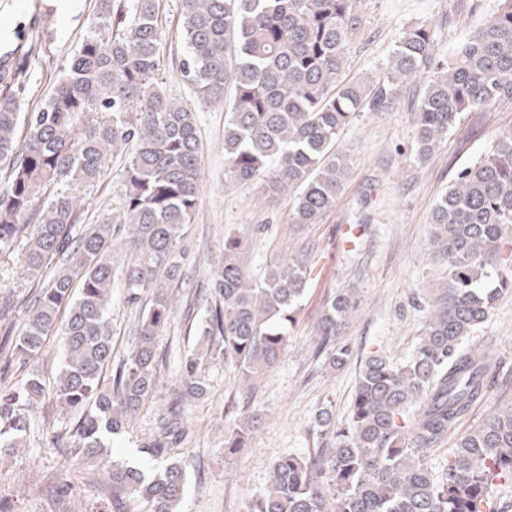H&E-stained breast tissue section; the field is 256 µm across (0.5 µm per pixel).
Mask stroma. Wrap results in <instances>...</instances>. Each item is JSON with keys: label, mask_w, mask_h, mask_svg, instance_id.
I'll use <instances>...</instances> for the list:
<instances>
[{"label": "stroma", "mask_w": 512, "mask_h": 512, "mask_svg": "<svg viewBox=\"0 0 512 512\" xmlns=\"http://www.w3.org/2000/svg\"><path fill=\"white\" fill-rule=\"evenodd\" d=\"M159 3L164 85L170 97L196 108L203 176L194 221L183 241L181 274L169 288L172 314L159 338L165 356L159 387L131 425L114 436L107 454L87 464L82 484L61 503L51 488L68 475L69 466L51 438L71 421L40 404L26 447L0 459V501L9 512L111 508L112 460L143 462L140 446L155 429L159 404L179 386L181 357L194 343L195 328L208 308L212 269L231 232L249 242L250 273L302 250L309 251L313 268L302 307L288 327L284 353L259 380L257 393L239 386L233 368L217 360L204 368L208 395L189 402L185 410L189 436L176 450L187 474L182 512H246L249 501L266 489L278 459L317 451L319 439L312 428L320 410H331L337 425L347 426L360 365L368 355L377 351L398 361L411 355L427 307L448 280L445 267L428 249L430 213L456 174L487 155L495 134L512 129L511 105L465 113L430 159L419 162L413 151V111L424 87L401 84L389 111L359 113L341 133L337 146L350 170L333 211L319 224L290 223L289 197L267 196L257 182H226L225 107L198 102L180 76L181 0ZM359 8L365 24L348 55L346 75L352 79L382 72L404 32L422 22L432 28L440 59L451 58L469 31L496 10L497 0H359ZM94 11L95 0H0V59L8 58L11 72L24 81L26 109L47 99ZM124 165V157L112 159L100 183L83 188L88 217L119 215ZM350 231L356 236L351 243L346 240ZM24 266L23 248L0 257V317L13 323L23 315L18 302L26 292ZM490 273L489 286L502 280L509 286L479 332L492 347L486 397L430 450L426 462L435 470L459 435L512 402V234L502 239ZM339 291L348 292L356 310L341 336L353 356L335 369L312 352L323 308ZM231 404L257 418L249 447L234 454L224 451V417Z\"/></svg>", "instance_id": "35a3bbf8"}]
</instances>
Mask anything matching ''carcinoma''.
<instances>
[{
  "mask_svg": "<svg viewBox=\"0 0 512 512\" xmlns=\"http://www.w3.org/2000/svg\"><path fill=\"white\" fill-rule=\"evenodd\" d=\"M158 0H96L79 48L39 108L21 109L23 85L0 90V256L25 242L29 291L20 326L0 324V457L26 445L34 405L54 393L77 416L67 449L71 470L105 453L155 396L163 355L157 338L171 317L168 285L181 268L180 242L203 187L196 111L163 89ZM182 77L203 103H227L224 156L232 181L257 180L270 196L293 195L291 223L319 224L336 205L349 164L336 142L363 110L387 112L396 90L426 79L414 113L415 156L426 160L465 112L512 104V0L474 27L448 64L437 59L431 27L405 33L388 70L343 81L350 45L364 27L358 0H181ZM232 90L224 100L226 90ZM127 156L117 221L85 222L66 179L91 187L111 159ZM431 246L448 266V294L428 312L404 362L371 354L363 362L348 427L316 416L330 446L288 454L273 466L248 512H512L489 494L512 481V405L460 437L434 472L425 453L485 394L488 357L474 331L498 289L484 288L512 228V130L458 172L432 215ZM247 241L224 236L212 274L207 317L181 360L180 385L158 431L142 446L148 459L182 444L188 402L207 395L203 367L222 360L247 385L283 353L288 323L304 296L308 255L275 260L260 276L243 267ZM121 278L138 310L131 346L112 348V287ZM356 303L345 292L327 303L313 355L339 367L352 356L338 341ZM62 339L60 371L49 385L33 367ZM112 370L110 386L101 382ZM254 415L224 424V450L247 446ZM112 512L126 498L145 512H181L186 473L174 461L153 479L118 459L109 471Z\"/></svg>",
  "mask_w": 512,
  "mask_h": 512,
  "instance_id": "cac0c4a2",
  "label": "carcinoma"
}]
</instances>
